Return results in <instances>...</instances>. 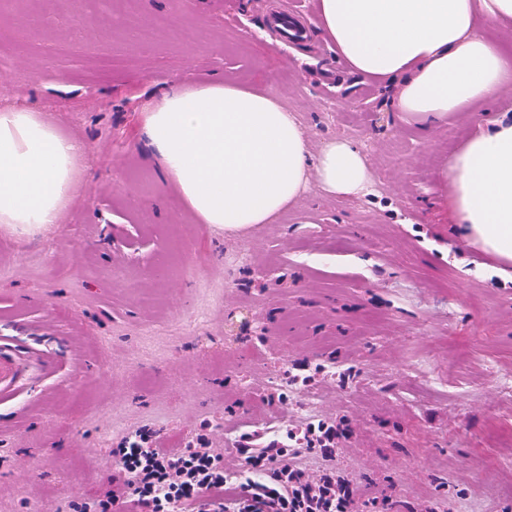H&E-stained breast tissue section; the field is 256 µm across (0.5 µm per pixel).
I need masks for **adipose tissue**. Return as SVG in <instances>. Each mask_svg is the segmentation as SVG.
I'll return each mask as SVG.
<instances>
[{
    "label": "adipose tissue",
    "instance_id": "1",
    "mask_svg": "<svg viewBox=\"0 0 512 512\" xmlns=\"http://www.w3.org/2000/svg\"><path fill=\"white\" fill-rule=\"evenodd\" d=\"M318 19L350 72L396 85L399 121L425 135L512 82V46L484 31L512 26V0H318ZM139 139L197 220L229 231L276 223L314 185L332 197L374 188L360 143L311 149L279 98L223 80L171 83L144 110ZM86 152L53 113L0 106V223L21 235L60 223ZM440 179L460 238L495 257L512 283V104L477 124Z\"/></svg>",
    "mask_w": 512,
    "mask_h": 512
}]
</instances>
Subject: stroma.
Returning a JSON list of instances; mask_svg holds the SVG:
<instances>
[{
    "mask_svg": "<svg viewBox=\"0 0 512 512\" xmlns=\"http://www.w3.org/2000/svg\"><path fill=\"white\" fill-rule=\"evenodd\" d=\"M293 3L295 49L275 0H0V105L89 147L59 224H0V343L48 354L0 397V512L91 500L139 428L171 449L208 434L236 481L240 434L328 418L359 499L512 512V284L457 241L437 179L476 117L399 122L396 87L348 73L315 0ZM188 77L266 90L312 144L360 142L373 195L315 188L243 235L197 223L138 144L140 112ZM302 368L316 381L292 382ZM276 18L282 25V28L279 29L282 38L292 43L302 41L306 38H304L303 29L295 22L296 15L294 14V8L291 6V1H282L281 12ZM288 31L292 33H288Z\"/></svg>",
    "mask_w": 512,
    "mask_h": 512,
    "instance_id": "obj_1",
    "label": "stroma"
}]
</instances>
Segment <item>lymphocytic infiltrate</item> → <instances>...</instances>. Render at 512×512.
I'll use <instances>...</instances> for the list:
<instances>
[{
	"label": "lymphocytic infiltrate",
	"instance_id": "lymphocytic-infiltrate-1",
	"mask_svg": "<svg viewBox=\"0 0 512 512\" xmlns=\"http://www.w3.org/2000/svg\"><path fill=\"white\" fill-rule=\"evenodd\" d=\"M239 452L251 468L266 471L264 480L228 482L223 450L211 447L205 438L169 450L159 447L151 433L137 431L112 451L120 476L101 488L99 512H112L117 506H131L135 512H175L180 504L195 505L198 512L226 504L243 512H352L354 489L335 469L311 474L287 448L274 441L254 447L246 434Z\"/></svg>",
	"mask_w": 512,
	"mask_h": 512
}]
</instances>
